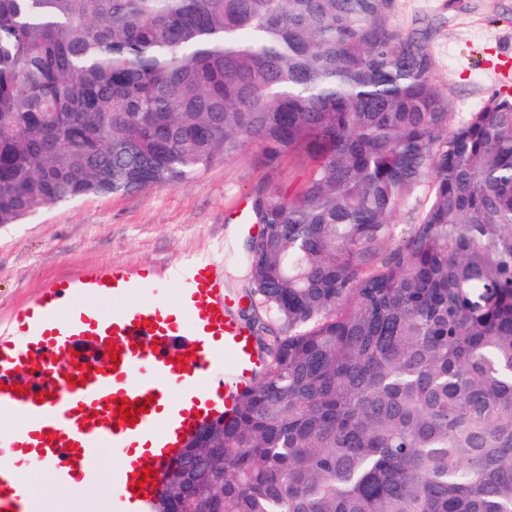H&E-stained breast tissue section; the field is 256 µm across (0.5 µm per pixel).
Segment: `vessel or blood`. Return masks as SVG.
Instances as JSON below:
<instances>
[{
  "mask_svg": "<svg viewBox=\"0 0 512 512\" xmlns=\"http://www.w3.org/2000/svg\"><path fill=\"white\" fill-rule=\"evenodd\" d=\"M135 293L142 302L126 305ZM252 344L213 259L55 277L0 320V419L10 423L0 429V512H44L28 461L54 483L92 488L106 448L119 460L110 483L121 512H149L157 486H138V473L163 470L216 404L232 411L264 361ZM122 399L138 406L135 423L118 418Z\"/></svg>",
  "mask_w": 512,
  "mask_h": 512,
  "instance_id": "vessel-or-blood-1",
  "label": "vessel or blood"
}]
</instances>
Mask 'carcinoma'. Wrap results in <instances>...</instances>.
Wrapping results in <instances>:
<instances>
[{
	"instance_id": "carcinoma-1",
	"label": "carcinoma",
	"mask_w": 512,
	"mask_h": 512,
	"mask_svg": "<svg viewBox=\"0 0 512 512\" xmlns=\"http://www.w3.org/2000/svg\"><path fill=\"white\" fill-rule=\"evenodd\" d=\"M393 9L0 0V224L246 149L308 162L254 202L246 298L272 343L180 512H512V98L448 128ZM429 187L425 184L418 191L417 195L411 198L406 203L402 204L393 218V238L391 243L394 245L403 236V231L407 227L406 224L413 222V217L418 209H420L429 198Z\"/></svg>"
}]
</instances>
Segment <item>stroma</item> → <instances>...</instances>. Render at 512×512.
<instances>
[{
    "instance_id": "35a3bbf8",
    "label": "stroma",
    "mask_w": 512,
    "mask_h": 512,
    "mask_svg": "<svg viewBox=\"0 0 512 512\" xmlns=\"http://www.w3.org/2000/svg\"><path fill=\"white\" fill-rule=\"evenodd\" d=\"M391 22L404 33L427 32L451 124L482 110L492 95H512V0H395ZM304 176L294 156L265 169L249 149L183 185L89 195L0 224V319L67 269L176 265L208 254L221 261L230 312L246 322L245 242L230 237L229 221L253 198L297 189Z\"/></svg>"
}]
</instances>
